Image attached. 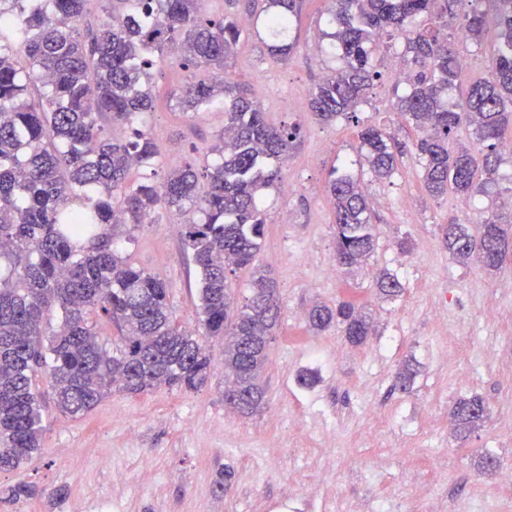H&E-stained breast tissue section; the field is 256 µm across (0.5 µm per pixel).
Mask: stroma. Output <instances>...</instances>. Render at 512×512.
Masks as SVG:
<instances>
[{"label":"stroma","instance_id":"1","mask_svg":"<svg viewBox=\"0 0 512 512\" xmlns=\"http://www.w3.org/2000/svg\"><path fill=\"white\" fill-rule=\"evenodd\" d=\"M328 0H303L294 29L297 52L269 59L257 34L243 36L231 72L258 92L268 120L297 124L301 137L281 165V186L264 200L267 229L259 254L277 280L282 325L263 374L265 406L243 414L224 405L222 347L211 343V376L195 392L158 388L113 391L80 417L60 414L45 399L43 448L21 469L0 472V512H84L87 501L111 494L119 512H364L373 501L392 512H475L491 495L492 476L481 457L493 451L499 468H512V269L489 272L450 258L441 229L450 219L475 222L512 209L498 200L512 191V157L503 156L498 185L478 196L480 214L455 194L434 197L421 182L415 150L396 173L376 179L360 153L353 123H320L308 101L329 72L323 53ZM372 87L359 117L399 140L416 139L395 111L393 58ZM188 72L163 68L155 78L146 128L164 169L205 153L224 124L220 112L191 117L176 98ZM351 167L369 196L376 246L366 266L335 279L322 274L336 237L327 194L332 169ZM290 211L293 223L279 221ZM180 215L159 211L125 246L131 261L161 278L177 321L201 328L198 273L185 251ZM384 268L404 291L379 297L373 273ZM351 302L369 312L376 332L354 346L336 331H308L313 303ZM415 376L396 390L401 372ZM316 384L298 386L299 372ZM480 395L490 420L457 436L450 408L457 397ZM232 481H225V471ZM125 483H114V472ZM446 481H434V472ZM225 481L218 489L217 481ZM35 486V497L14 500L10 490Z\"/></svg>","mask_w":512,"mask_h":512}]
</instances>
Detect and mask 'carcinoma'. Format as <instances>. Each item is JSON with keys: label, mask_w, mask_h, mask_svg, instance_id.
<instances>
[{"label": "carcinoma", "mask_w": 512, "mask_h": 512, "mask_svg": "<svg viewBox=\"0 0 512 512\" xmlns=\"http://www.w3.org/2000/svg\"><path fill=\"white\" fill-rule=\"evenodd\" d=\"M204 0H119L96 30L79 23L86 0H0V471H13L41 451L42 375L58 410L90 412L113 388L141 393L160 387L197 391L209 379V342L223 344L225 404L250 414L263 403L261 377L281 322L271 271L256 263L265 236L264 191L281 182L280 162L300 137L299 126L270 123L253 87L235 79L229 60L246 30L240 17H211ZM462 0H331L333 31L325 52L340 60L309 102L323 123H360L358 106L380 79L383 35L400 41L408 75L396 111L419 133L414 143L422 182L433 196L474 199L498 181L501 148L512 142V0H468L466 31L480 42L490 28L498 42L487 76L471 83L453 105L443 94L455 85L462 54L448 38V16ZM301 0H263L264 44L285 62ZM179 67L198 73L182 91L184 112L220 108L224 127L209 152L211 164L188 161L157 181L133 183V161L162 169L154 139L140 122L152 110L155 71ZM129 130L114 137L98 117ZM480 149L454 151L462 127ZM360 148L378 179L392 177L408 144L374 125ZM327 193L336 223V265L361 264L375 250L369 200L350 167L331 170ZM160 209L186 216L182 236L199 272L203 336L179 326L168 288L132 264L124 243ZM448 254L489 271L512 265V224L487 216L470 229L451 221ZM250 271L251 295L240 303L228 273ZM376 288L386 298L402 291L381 269ZM112 322L119 343L107 347L90 322ZM57 326L49 331L51 318ZM309 328L333 325L364 343L371 317L342 302L314 305ZM478 395L451 410L456 432L489 418Z\"/></svg>", "instance_id": "cac0c4a2"}]
</instances>
